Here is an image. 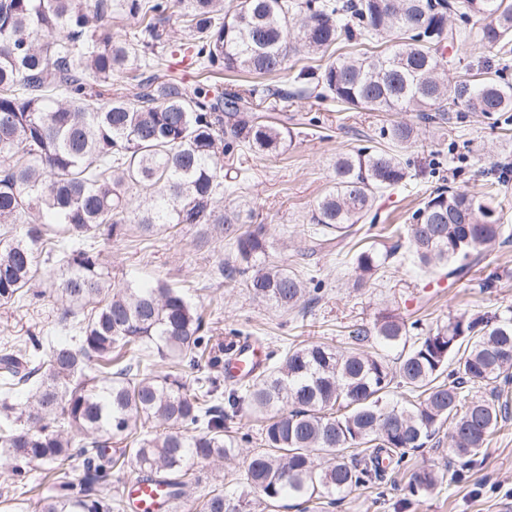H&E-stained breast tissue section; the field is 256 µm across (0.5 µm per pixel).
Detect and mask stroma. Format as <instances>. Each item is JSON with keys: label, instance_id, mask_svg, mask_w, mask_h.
Here are the masks:
<instances>
[{"label": "stroma", "instance_id": "stroma-1", "mask_svg": "<svg viewBox=\"0 0 512 512\" xmlns=\"http://www.w3.org/2000/svg\"><path fill=\"white\" fill-rule=\"evenodd\" d=\"M271 118L294 131L291 145L276 157L250 150L225 157V169L245 172L248 182L243 192L225 193L220 207L227 211L239 205L250 208L253 223L266 227L274 258L287 260L296 273L323 282L320 299L281 311L255 298L241 281L214 277L219 260L231 253L226 242L213 238L200 243L196 229L182 224L147 243L140 237L133 213L127 218L125 237L99 245L115 283L164 279L202 306L221 335L238 331L283 350L311 340L346 347L354 329L373 326L387 313L406 320L420 318L433 326L463 311L493 312L512 306V187L500 195L507 239L487 251L469 284L452 285L436 273L419 270L402 248L380 277L357 288L353 285L357 246L350 244L330 254L307 247L314 206L331 183L338 153L378 144L382 127L390 123L414 126L416 142L401 153L411 165L412 180L385 191L375 203L377 225L405 224L421 199L437 187L453 185L483 194L487 171L512 163V115L487 119L456 112L449 118L428 120L416 112H342L334 102L304 95L295 98L288 111L272 113ZM492 275L497 278L495 287L479 288V281ZM55 314L50 298L30 307L0 305V339L51 332ZM261 428V422L248 415L232 423V431L249 434L250 439L239 443L234 457L213 468L225 492L237 489L250 457L261 450ZM451 457L448 434L443 431L428 447L415 451L405 468L340 494L336 506L316 508L285 498L272 507L257 495L251 510L512 512V417L491 437L477 463L455 482L448 476ZM424 468L437 469L439 481L425 493L411 494V476Z\"/></svg>", "mask_w": 512, "mask_h": 512}]
</instances>
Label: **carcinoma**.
I'll list each match as a JSON object with an SVG mask.
<instances>
[{"instance_id":"obj_1","label":"carcinoma","mask_w":512,"mask_h":512,"mask_svg":"<svg viewBox=\"0 0 512 512\" xmlns=\"http://www.w3.org/2000/svg\"><path fill=\"white\" fill-rule=\"evenodd\" d=\"M191 38L166 39L174 0H0V302L33 305L50 296L60 336L0 344V468L27 481L37 468L49 482L41 512H117L112 477L135 473L177 502L206 486L199 512H250V496L310 502L365 487L425 448L448 427L459 471L469 469L507 418L512 384V307L462 313L427 326L387 315L358 328L354 346L310 341L283 351L270 369L224 386V352L233 343L204 311L167 281L112 283L99 242L124 234L128 214L153 237L186 224L232 245L252 294L285 311L310 294L306 280L269 260L263 225L244 209L221 212L224 191L245 175L224 174V155L242 148L280 151L292 130L246 110L291 95L253 81L215 94L205 83L159 73L167 52L188 55L200 74L263 77L302 52L323 53L357 37L397 35L379 53L303 66L300 93L344 112H454L491 119L512 112V85L496 76L439 80L447 48L470 41L498 58L512 54V0H180ZM139 20L133 38L112 36V11ZM303 30L290 46V25ZM119 73L130 91L104 98ZM395 147L415 142L403 123L381 130ZM394 150L361 147L336 156L331 186L318 200L312 247L334 250L355 237L377 195L404 185ZM512 180L504 166L477 198L454 186L429 193L411 223L388 229L408 240L420 267L461 281L504 234L496 198ZM398 246L370 245L355 256L357 284L373 279ZM374 339L395 357L363 349ZM197 369L191 384L177 369ZM491 386L469 398L471 384ZM416 394L398 401L395 390ZM263 416L264 449L251 457L240 489L228 495L204 466L233 456L228 424ZM157 422L165 431L142 434ZM83 458L84 474L70 476ZM414 473L416 495L435 486Z\"/></svg>"}]
</instances>
